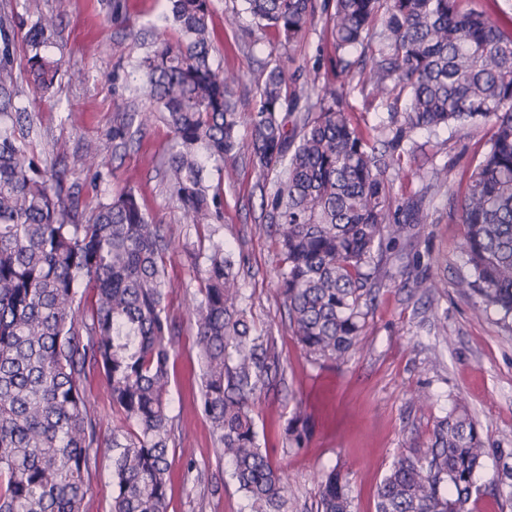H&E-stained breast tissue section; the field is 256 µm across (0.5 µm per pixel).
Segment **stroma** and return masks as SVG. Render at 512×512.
I'll return each instance as SVG.
<instances>
[{
	"label": "stroma",
	"mask_w": 512,
	"mask_h": 512,
	"mask_svg": "<svg viewBox=\"0 0 512 512\" xmlns=\"http://www.w3.org/2000/svg\"><path fill=\"white\" fill-rule=\"evenodd\" d=\"M217 37L214 55L234 71L239 110L250 115L256 85L266 63H280L286 73L320 67L332 72V39L313 30L304 41L283 47L277 35L257 28L253 17L233 0H214ZM14 12L12 33L16 63H23L24 37L38 15L57 18L49 52L61 62L53 91L39 95L22 86L21 102L30 104L29 140L34 150L65 171V185L88 202L131 187L150 213L164 224L172 241L167 263L173 288L168 310L182 322L180 344L170 368L169 414L182 429L171 467L168 512H247L246 501L221 459L210 422L194 406L201 365L193 344L194 325L184 299L194 292L186 252L201 239L214 237L240 260L239 280L251 307L258 335L273 337L284 367V381L261 395L253 407L260 440L274 446V465L289 474L294 498L289 512H317V482L337 470L350 482L353 512H375L376 489L404 448L423 447L437 417L464 400L477 428L498 448H512V327L496 311L477 314L476 293H461L455 283L463 272V226L458 206L468 173L489 147V125L460 130L448 127L430 137L414 136L417 148L394 177L392 195L424 198L426 222L419 234L388 249L383 279L366 326L351 356L342 364L314 363L295 341L277 290V255L270 237L256 233L263 188L246 159L225 164L219 177L224 219L217 231L185 222L165 195L158 160L170 146L159 122L143 131L140 146L112 153V125L119 112H140L125 76L143 53L128 37L127 26L149 34L167 28V0H0ZM347 100L362 129L388 123L391 113L405 111L407 99L375 98L350 80ZM66 144L56 154L54 143ZM98 145L105 163L98 171L84 165L87 144ZM447 164L448 184L436 187L431 168ZM436 277L439 288L421 296L413 283ZM424 389L435 395L423 405L411 398ZM311 415L302 448L283 447L280 434L296 402ZM84 512H111L112 455L100 452L88 476Z\"/></svg>",
	"instance_id": "1"
}]
</instances>
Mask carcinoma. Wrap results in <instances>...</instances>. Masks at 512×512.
<instances>
[{"label": "carcinoma", "instance_id": "obj_1", "mask_svg": "<svg viewBox=\"0 0 512 512\" xmlns=\"http://www.w3.org/2000/svg\"><path fill=\"white\" fill-rule=\"evenodd\" d=\"M258 25L288 45L318 20L333 40L340 73L368 52L359 82L375 96L409 104L402 119L368 136L348 115L344 83L312 70L300 87L278 64L267 67L240 135L236 78L213 57L214 0H169L176 38L148 44L133 64L150 102L112 125L117 153L157 119L170 131L161 160L169 199L188 224L224 218V198L208 165L248 159L273 179L262 195L258 231L278 247V291L289 327L317 361L344 363L357 344L377 281L387 275L383 241L413 236L423 198L393 203V175L413 134L455 124L491 123L488 151L472 167L460 204L465 264L456 281L482 298V313L512 319V23L498 0H242ZM12 16L0 13V512H83L85 480L103 448L112 451V512H168L174 417L168 412L170 359L181 324L167 308L171 239L123 188L91 205L62 194L63 175L31 149L29 118L13 103L26 81L46 93L58 59L41 55L56 17L25 35L24 67L14 65ZM198 285L187 304L202 367L195 407L212 426L220 457L248 512H288L286 472L260 443L252 406L276 386L273 338L252 334L236 260L223 244L189 250ZM99 371L110 400L103 438L83 379ZM307 415L298 405L282 442L299 448ZM486 443L465 406L435 422L424 448L401 450L377 487L375 512H473L487 494L512 502V471L477 484ZM349 482L321 476L317 512H352Z\"/></svg>", "mask_w": 512, "mask_h": 512}]
</instances>
